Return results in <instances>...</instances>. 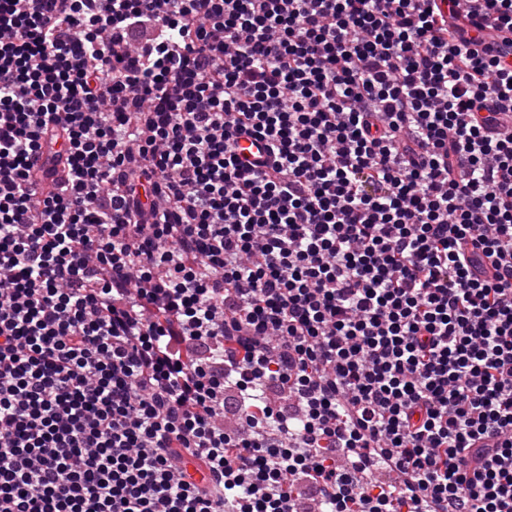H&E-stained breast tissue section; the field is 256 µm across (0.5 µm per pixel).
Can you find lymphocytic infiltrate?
I'll list each match as a JSON object with an SVG mask.
<instances>
[{"label":"lymphocytic infiltrate","instance_id":"lymphocytic-infiltrate-1","mask_svg":"<svg viewBox=\"0 0 512 512\" xmlns=\"http://www.w3.org/2000/svg\"><path fill=\"white\" fill-rule=\"evenodd\" d=\"M467 3L0 0V512H512Z\"/></svg>","mask_w":512,"mask_h":512}]
</instances>
